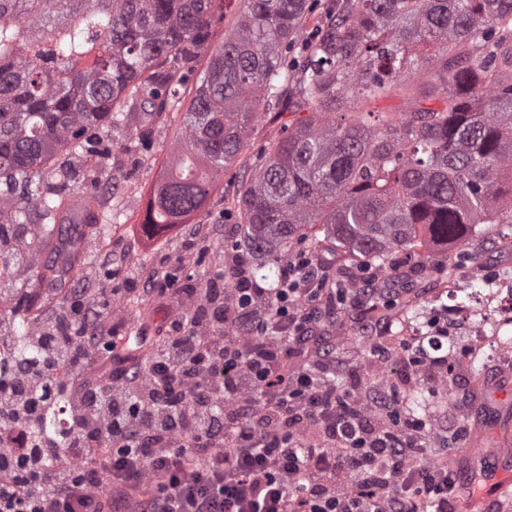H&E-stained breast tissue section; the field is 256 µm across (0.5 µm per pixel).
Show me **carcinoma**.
I'll return each mask as SVG.
<instances>
[{
    "mask_svg": "<svg viewBox=\"0 0 512 512\" xmlns=\"http://www.w3.org/2000/svg\"><path fill=\"white\" fill-rule=\"evenodd\" d=\"M312 0H239L211 47L224 0H0V225L47 221L35 287L57 289L82 256L71 229L99 221L44 189L42 166L91 151L120 125L138 144L181 97L179 73L209 53L185 109L184 146L149 200L156 233L197 212L241 153L251 124L283 106L308 115L268 147L244 189V246L264 280L288 244L323 238L382 267L393 252L465 244L480 224H512V0H341L306 49L286 96L288 58ZM407 94L370 124L358 102ZM438 96L437 105L425 102ZM25 297L0 319L31 322Z\"/></svg>",
    "mask_w": 512,
    "mask_h": 512,
    "instance_id": "carcinoma-1",
    "label": "carcinoma"
}]
</instances>
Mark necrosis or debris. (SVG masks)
<instances>
[{
    "label": "necrosis or debris",
    "instance_id": "1",
    "mask_svg": "<svg viewBox=\"0 0 512 512\" xmlns=\"http://www.w3.org/2000/svg\"><path fill=\"white\" fill-rule=\"evenodd\" d=\"M499 260L477 264L469 253H459L443 295L430 298L415 309H407L401 287L391 286L385 269H377L381 295L391 296L389 312L401 321L396 336L364 332L361 341L371 357L386 364L427 367L431 351L447 343V365L439 377L424 388L427 406L414 410L386 375L366 376L364 384L390 399L391 409L401 421H417L421 427L411 441L414 448L404 473L392 478L382 497L409 496L414 512H432L430 497L408 494V486L440 480L455 471L453 445L467 444V407L458 405L452 382L458 373L472 381L487 382L495 373L512 371V338L502 335L512 323V243L500 241Z\"/></svg>",
    "mask_w": 512,
    "mask_h": 512
}]
</instances>
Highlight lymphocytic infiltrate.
Wrapping results in <instances>:
<instances>
[{
	"label": "lymphocytic infiltrate",
	"instance_id": "obj_1",
	"mask_svg": "<svg viewBox=\"0 0 512 512\" xmlns=\"http://www.w3.org/2000/svg\"><path fill=\"white\" fill-rule=\"evenodd\" d=\"M322 264L302 254L280 287L261 288L236 263V284H211L189 307L149 369L125 372L124 389L77 388L69 443L114 447L102 470L48 473L51 438L31 434L44 371L22 366L0 386V512H357L400 472L409 452L392 422L338 393L327 314L345 302ZM77 334L57 326L32 336L49 363L80 365L95 340L82 301ZM315 432L319 442L302 436ZM111 494H93L102 477ZM357 482L356 496L340 490Z\"/></svg>",
	"mask_w": 512,
	"mask_h": 512
}]
</instances>
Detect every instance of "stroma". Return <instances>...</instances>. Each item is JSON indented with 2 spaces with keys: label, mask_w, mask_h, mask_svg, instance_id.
Returning <instances> with one entry per match:
<instances>
[{
  "label": "stroma",
  "mask_w": 512,
  "mask_h": 512,
  "mask_svg": "<svg viewBox=\"0 0 512 512\" xmlns=\"http://www.w3.org/2000/svg\"><path fill=\"white\" fill-rule=\"evenodd\" d=\"M196 74L181 81L182 97L171 112L154 123L148 147L136 146L125 128L113 129L112 136L99 144L96 153L71 157L77 170L94 164L98 180L86 178L69 191L70 196H93L98 200V214L110 230L106 236L108 251H87L84 264L68 287L59 290L47 307L41 308L39 323L48 325L57 318L71 293L96 289L104 272L115 275L116 284H133L127 293L130 317H98L97 331L105 336L126 337L112 355H97L88 372L96 374L102 366L124 363L139 367L161 349L171 321L179 312L176 296L166 291L167 280L179 288H206L215 275H223L226 286L235 284V258L243 254L244 226L240 220L242 189L260 164L267 147L282 135L284 127L295 124L297 113L284 111L256 120L250 127L246 147L236 162L224 171L203 207L184 223L150 236L142 221L147 204L164 168L172 161L178 147L182 116L196 85ZM291 252H305L313 260L329 267L334 283L354 278L366 266L367 258L350 254L324 243L316 246L292 243ZM452 249L434 247L421 258L407 261L402 254H391L388 269L394 279L406 282L414 303H423L435 288L437 277L447 275ZM336 324L356 329L362 324L375 325L378 335H395L385 308L363 302L337 309ZM470 424L474 442L486 448L503 447L512 441V384L493 383L484 389L474 408Z\"/></svg>",
  "instance_id": "obj_1"
}]
</instances>
